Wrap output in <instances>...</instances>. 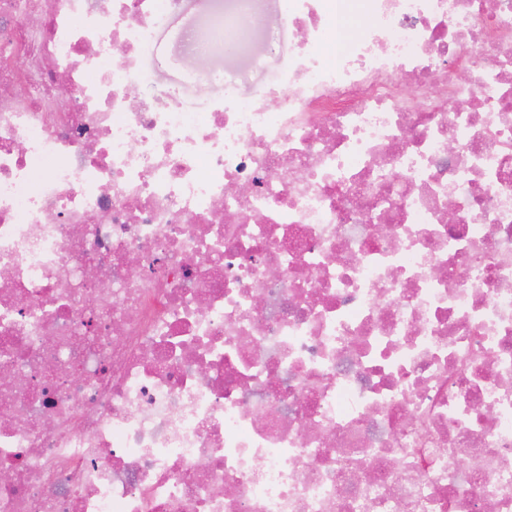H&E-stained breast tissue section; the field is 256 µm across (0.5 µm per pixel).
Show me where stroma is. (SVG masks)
I'll list each match as a JSON object with an SVG mask.
<instances>
[{
	"instance_id": "1",
	"label": "stroma",
	"mask_w": 512,
	"mask_h": 512,
	"mask_svg": "<svg viewBox=\"0 0 512 512\" xmlns=\"http://www.w3.org/2000/svg\"><path fill=\"white\" fill-rule=\"evenodd\" d=\"M236 13L234 0H184L180 12L155 25L150 49L141 58L148 82L138 85V92L155 86L173 87L182 110L203 113L225 92L246 99L272 82L292 57L296 42L294 29L284 19L283 0H255L239 54L227 58L218 52L207 60L215 75L207 91H199L185 80L181 62L188 49L183 33L211 34L216 18Z\"/></svg>"
}]
</instances>
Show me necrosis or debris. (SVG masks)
I'll use <instances>...</instances> for the list:
<instances>
[{
  "label": "necrosis or debris",
  "instance_id": "necrosis-or-debris-1",
  "mask_svg": "<svg viewBox=\"0 0 512 512\" xmlns=\"http://www.w3.org/2000/svg\"><path fill=\"white\" fill-rule=\"evenodd\" d=\"M182 2L0 0V512H512V0L201 114Z\"/></svg>",
  "mask_w": 512,
  "mask_h": 512
}]
</instances>
